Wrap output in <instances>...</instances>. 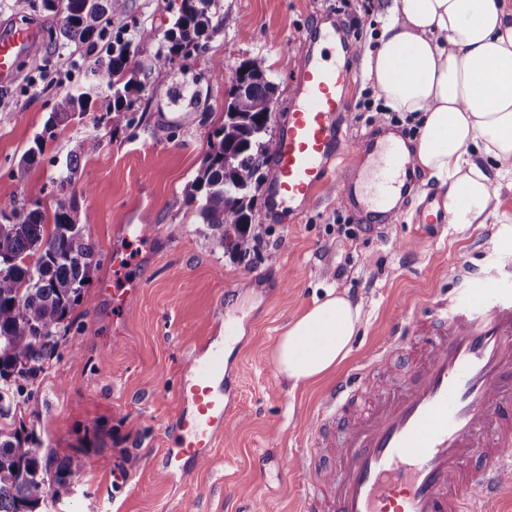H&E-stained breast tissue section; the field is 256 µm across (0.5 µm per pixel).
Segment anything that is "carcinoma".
Wrapping results in <instances>:
<instances>
[{
	"label": "carcinoma",
	"instance_id": "1",
	"mask_svg": "<svg viewBox=\"0 0 512 512\" xmlns=\"http://www.w3.org/2000/svg\"><path fill=\"white\" fill-rule=\"evenodd\" d=\"M47 10L65 15L63 37L82 42L104 28L112 16L126 11L127 0H43ZM219 0H181L173 27L166 34L168 49L154 57L162 71L178 62L187 69L202 57L201 37L218 33ZM243 75L230 87L224 106V125L214 132L203 167L186 195L202 223L217 234V241L244 257L252 224L254 197L260 170L273 147L256 133L258 120L268 111L277 86L266 74L264 60L242 62ZM94 75L112 91L106 109L108 122L117 128L132 122L129 112L140 99L144 84L131 66L128 45L109 46L107 59ZM86 94H66L56 99L51 126L89 110ZM39 136L19 163L16 176L25 178L30 163L42 152ZM239 156L232 171L224 170V152ZM90 211L76 202L62 203L47 228L40 205L18 207L13 199H0V512H45L46 502L62 501L71 494V478L104 465L82 455L64 458L48 476L37 450L21 436L17 425L19 401L6 385L10 378H34L58 351L70 328V315L83 299L89 274L97 265L95 247L86 234Z\"/></svg>",
	"mask_w": 512,
	"mask_h": 512
}]
</instances>
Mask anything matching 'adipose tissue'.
Here are the masks:
<instances>
[{
	"instance_id": "obj_1",
	"label": "adipose tissue",
	"mask_w": 512,
	"mask_h": 512,
	"mask_svg": "<svg viewBox=\"0 0 512 512\" xmlns=\"http://www.w3.org/2000/svg\"><path fill=\"white\" fill-rule=\"evenodd\" d=\"M364 55L386 110L417 124L415 165L446 187L455 224H482L497 195L491 163L512 170V0H391ZM361 328V307L327 290L280 337V378L332 374Z\"/></svg>"
}]
</instances>
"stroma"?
<instances>
[{
  "label": "stroma",
  "instance_id": "obj_1",
  "mask_svg": "<svg viewBox=\"0 0 512 512\" xmlns=\"http://www.w3.org/2000/svg\"><path fill=\"white\" fill-rule=\"evenodd\" d=\"M388 3L220 0L222 30L205 40L206 58L224 63V75L217 76L204 61L186 70L153 67L155 55L167 49L180 0H127L125 14L82 43L63 38V14L45 10L42 0H0V28L15 22L39 28L36 56L45 64L40 71L21 64L20 79L0 93V198L39 204L53 217L60 200L56 181L71 174L69 195L93 216L86 233L99 259L71 314L66 343L26 385L23 421L40 457L54 464L79 454L104 462L74 478L70 499L54 512H293L303 489L291 462L310 445L324 390L380 348L398 321L414 319L430 296L455 293L449 271L459 256L492 275L512 277V258L505 254L512 243L508 177L491 204L490 221L499 230L489 239L481 238L478 224L437 231L404 216L349 239L336 229L363 223L360 210L325 190L303 208L276 206L264 186L255 194L251 228L259 241L243 260L219 245L185 204L224 123L235 65L264 59L277 85L271 126L280 130L296 102L299 38L326 22L341 27L353 48L341 116L345 147L331 169L370 175L356 147L386 128L414 143L411 120L393 121L361 106L373 96L363 52ZM118 40L129 43L146 89L133 122L115 129L103 117L109 94L95 86L92 71L105 59L107 44ZM195 90L198 104L178 100V93ZM68 92L90 95L92 111L47 130L56 99ZM39 135L43 151L17 179ZM127 224L146 225L148 241H127ZM117 248L129 252L121 275L110 263ZM107 279L118 289L132 280L142 288L115 308L100 292ZM330 288L361 304L360 333L334 374L291 388L277 372L273 349L288 324ZM228 321L237 331L225 352L238 358L231 431L203 462L185 461L165 474V459L176 451L178 382L196 344L221 335ZM77 343L83 352L75 356L70 347Z\"/></svg>",
  "mask_w": 512,
  "mask_h": 512
}]
</instances>
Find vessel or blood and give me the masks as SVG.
<instances>
[{
    "label": "vessel or blood",
    "mask_w": 512,
    "mask_h": 512,
    "mask_svg": "<svg viewBox=\"0 0 512 512\" xmlns=\"http://www.w3.org/2000/svg\"><path fill=\"white\" fill-rule=\"evenodd\" d=\"M40 41L28 26L0 31V88L15 82L17 58ZM300 48L299 101L274 145L273 202L302 206L330 189L338 202L394 219L393 201L410 186L411 158L387 139L360 146L372 163L366 192L350 174L330 171L351 75L343 57L317 54L305 39ZM452 276L465 280L464 295L429 301L413 327L387 337L385 353L368 356V371L387 375L392 354H404L416 367L410 382L370 396L357 375L325 392L310 447L332 466L318 474L294 460L307 485L302 512H475L512 479V283H489L464 259ZM233 332L225 325L223 336ZM223 336L197 345L178 386V457L206 458L233 417L236 382ZM478 454L483 465L471 467Z\"/></svg>",
    "instance_id": "b4317fda"
}]
</instances>
